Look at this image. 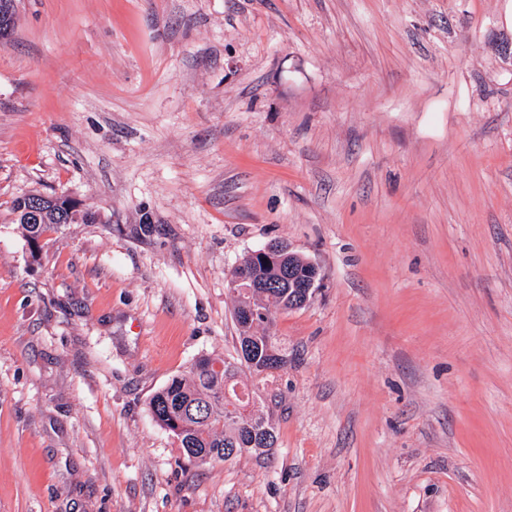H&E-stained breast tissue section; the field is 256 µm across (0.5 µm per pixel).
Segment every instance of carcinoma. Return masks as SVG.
<instances>
[{
	"mask_svg": "<svg viewBox=\"0 0 512 512\" xmlns=\"http://www.w3.org/2000/svg\"><path fill=\"white\" fill-rule=\"evenodd\" d=\"M28 201L27 196L15 199L11 211L30 237H39L48 228L59 229L66 224L93 220L87 212L59 207L47 212L41 223L26 224L24 210ZM240 273L270 284L268 288L252 292L239 287L229 289L234 304L248 300L262 311L256 324L238 327L237 336L239 347H250L251 360L259 367H245L239 357L232 360L204 357L196 361L186 374L173 378L155 392L149 400L153 419L173 434L180 453L189 462L204 457L211 461H226L235 448L240 454L246 452L253 436L241 409L254 402L249 381L264 375L269 377V370H279L286 365L285 356L279 352L270 334L276 314L295 309L288 288L281 284L283 266L264 265L249 253L242 257L226 279L230 281Z\"/></svg>",
	"mask_w": 512,
	"mask_h": 512,
	"instance_id": "obj_1",
	"label": "carcinoma"
}]
</instances>
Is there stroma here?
Wrapping results in <instances>:
<instances>
[{
    "instance_id": "1",
    "label": "stroma",
    "mask_w": 512,
    "mask_h": 512,
    "mask_svg": "<svg viewBox=\"0 0 512 512\" xmlns=\"http://www.w3.org/2000/svg\"><path fill=\"white\" fill-rule=\"evenodd\" d=\"M33 192L96 220L31 244ZM274 240L278 443L187 463L148 402ZM0 512H512V0H17Z\"/></svg>"
}]
</instances>
